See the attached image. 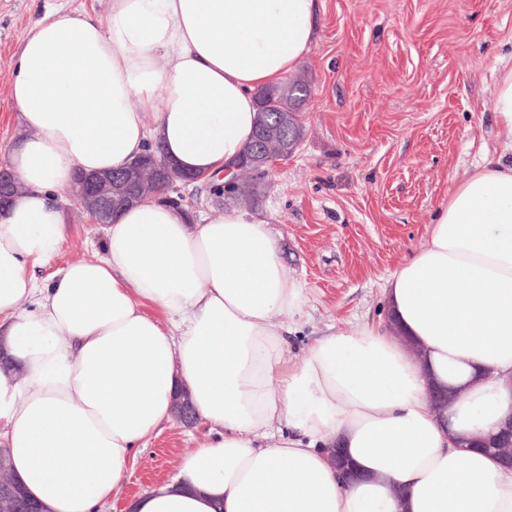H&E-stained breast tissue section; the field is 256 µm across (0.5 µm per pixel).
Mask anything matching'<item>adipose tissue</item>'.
<instances>
[{"mask_svg": "<svg viewBox=\"0 0 512 512\" xmlns=\"http://www.w3.org/2000/svg\"><path fill=\"white\" fill-rule=\"evenodd\" d=\"M319 0H111L31 27L9 100L25 185L0 215V446L46 512H100L188 390L206 436L129 512H512V470L462 449L512 414V68L495 87L507 137L456 183L424 245L393 271L407 336L367 325L286 356L299 314L268 225L231 207L204 224L152 196L104 228L101 255L44 266L66 241L81 173L158 145L200 179L229 173L256 93L296 69ZM463 397L444 416L432 382ZM341 448L364 478L327 461Z\"/></svg>", "mask_w": 512, "mask_h": 512, "instance_id": "1", "label": "adipose tissue"}]
</instances>
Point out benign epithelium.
Returning <instances> with one entry per match:
<instances>
[{"label": "benign epithelium", "instance_id": "benign-epithelium-1", "mask_svg": "<svg viewBox=\"0 0 512 512\" xmlns=\"http://www.w3.org/2000/svg\"><path fill=\"white\" fill-rule=\"evenodd\" d=\"M300 140L301 133L292 129V124L286 117L277 115L265 122L256 131L251 151L235 162L231 177L224 182V197L239 196L244 192L241 177L245 171L257 180L265 181L276 162L288 159L296 151ZM193 181L195 178L175 170L164 160H156L151 165L149 160L143 159L118 171L80 177L77 180L78 188L69 194V198L93 216V223L103 226L110 223L116 212L158 194V190L167 192L178 182ZM23 189L24 185L13 169L1 168L0 210L8 208L14 196ZM456 396V390L450 386H430V404L439 413ZM174 417L185 427L198 424L194 408L185 400L177 402ZM484 445L497 455L500 464L512 467V421L504 422L491 438L484 441ZM328 462L343 481L349 483L356 479L355 473L340 459L337 449L329 450Z\"/></svg>", "mask_w": 512, "mask_h": 512}]
</instances>
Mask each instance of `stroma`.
<instances>
[{
    "label": "stroma",
    "mask_w": 512,
    "mask_h": 512,
    "mask_svg": "<svg viewBox=\"0 0 512 512\" xmlns=\"http://www.w3.org/2000/svg\"><path fill=\"white\" fill-rule=\"evenodd\" d=\"M109 5L0 0V164L17 134L8 89L28 29L57 9L100 17ZM315 25L296 70L310 88L305 138L250 209L305 288L304 314L289 321L294 362L322 335L384 323L389 274L425 242L456 181L499 155L494 84L512 67V0H321ZM173 198L195 224L220 213L210 180L179 185ZM67 212L71 233L38 278L100 249L102 228L76 207ZM203 434L200 425L166 424L103 512H123L173 478Z\"/></svg>",
    "instance_id": "1"
}]
</instances>
